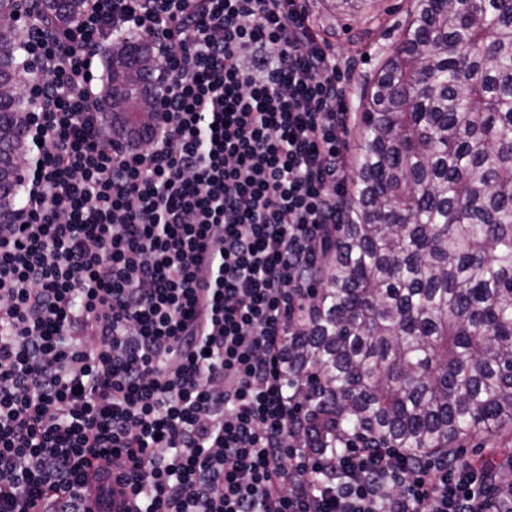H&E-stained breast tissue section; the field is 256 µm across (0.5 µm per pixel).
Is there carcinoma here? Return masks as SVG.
<instances>
[{
  "label": "carcinoma",
  "instance_id": "obj_1",
  "mask_svg": "<svg viewBox=\"0 0 512 512\" xmlns=\"http://www.w3.org/2000/svg\"><path fill=\"white\" fill-rule=\"evenodd\" d=\"M41 6L66 25L82 0ZM16 8L0 0L1 214L29 153ZM157 66L140 39L112 45L100 87L112 138L142 141ZM360 122L346 222L314 270L286 372L311 447L355 434L451 461L460 439L512 431V0H414ZM490 478L491 508H508L512 461Z\"/></svg>",
  "mask_w": 512,
  "mask_h": 512
}]
</instances>
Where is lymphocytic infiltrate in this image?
Instances as JSON below:
<instances>
[{"label": "lymphocytic infiltrate", "instance_id": "obj_1", "mask_svg": "<svg viewBox=\"0 0 512 512\" xmlns=\"http://www.w3.org/2000/svg\"><path fill=\"white\" fill-rule=\"evenodd\" d=\"M306 0L25 10L30 152L0 219V512H490L465 462L348 439L310 453L284 373L348 190L336 56ZM150 43L145 143L112 140L103 49ZM82 0H42V8L59 25L71 23L82 9Z\"/></svg>", "mask_w": 512, "mask_h": 512}]
</instances>
